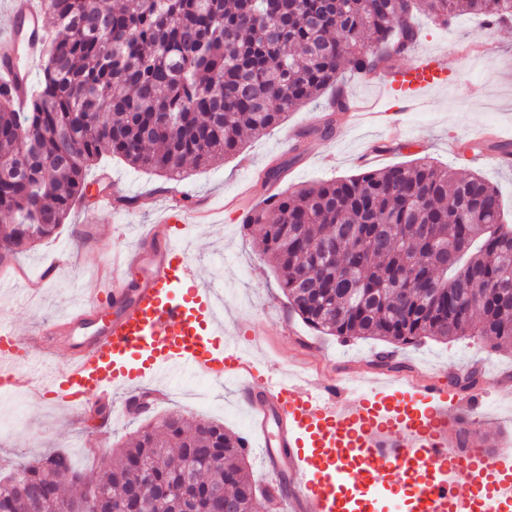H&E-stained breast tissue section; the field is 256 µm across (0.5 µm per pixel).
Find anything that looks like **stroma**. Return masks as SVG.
Wrapping results in <instances>:
<instances>
[{
  "mask_svg": "<svg viewBox=\"0 0 512 512\" xmlns=\"http://www.w3.org/2000/svg\"><path fill=\"white\" fill-rule=\"evenodd\" d=\"M414 25L420 33L416 50L447 58V83L427 93L416 109L406 110L378 81L347 75L345 95L377 102L379 117L334 113L332 135L309 137L300 159L290 153L296 133L319 122L329 108L328 97L289 110L280 125L248 141L234 157L187 167L177 183L103 154L88 171L84 199L76 203L56 235L29 246L11 265H0V278L11 281L10 287L0 288V315L10 320L22 338L55 322L93 290L105 255L115 248L139 247L140 233L165 217L171 193L183 192L208 214L206 223H190L184 242L199 276L223 279L228 289L224 331L230 340L246 344L252 329H262L263 343L253 351L260 362L282 370H317L325 377L334 375V363L373 360L378 341L345 343L318 335L292 312L257 233L247 231L243 220L269 196L357 174L359 154L382 145L385 123L390 120L400 126L406 139L386 149L378 167L425 157L462 175H481L498 189L503 219L512 224V167L499 166L493 151L476 154L469 150L486 128L500 129L512 138V24L493 26L473 14L444 24L419 14ZM278 164L284 171L277 182L250 180V173ZM102 194L114 196L117 208L99 209L97 200ZM49 267L54 270L50 284L37 297H30L23 273L39 275ZM401 356L407 366L425 369L443 380L456 373L476 372L479 389L491 396L488 441L496 450L512 453V407L493 399L498 386L512 387V352L494 350L481 337L465 336L429 339L405 347ZM167 388L169 398L152 411V418L180 411L222 421L226 429L246 435V413L236 402L233 382L217 385L204 378H187L168 383ZM18 398L20 425L11 432H0V473L53 451L66 453L78 470L86 472L90 469L84 448L87 438L105 433L106 447L112 450L137 429L136 422L116 416L104 430L96 417L76 420L52 401L24 392Z\"/></svg>",
  "mask_w": 512,
  "mask_h": 512,
  "instance_id": "stroma-1",
  "label": "stroma"
}]
</instances>
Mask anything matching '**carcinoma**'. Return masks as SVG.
<instances>
[{"mask_svg": "<svg viewBox=\"0 0 512 512\" xmlns=\"http://www.w3.org/2000/svg\"><path fill=\"white\" fill-rule=\"evenodd\" d=\"M50 49L29 108L0 91V257L52 237L85 196L104 151L183 177L240 152L346 72L367 74L419 37L411 19L459 12L512 20V0H40ZM279 26V36L266 29ZM307 326L344 340L481 336L512 350V225L497 190L427 158L297 187L247 217ZM242 438L172 412L139 427L95 478L52 452L0 477L9 512H80L95 491L158 512L181 492L193 512L219 496L263 500Z\"/></svg>", "mask_w": 512, "mask_h": 512, "instance_id": "carcinoma-1", "label": "carcinoma"}]
</instances>
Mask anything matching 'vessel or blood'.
Returning <instances> with one entry per match:
<instances>
[{"mask_svg":"<svg viewBox=\"0 0 512 512\" xmlns=\"http://www.w3.org/2000/svg\"><path fill=\"white\" fill-rule=\"evenodd\" d=\"M7 26L0 89L22 110L48 49L47 22L34 0H10ZM375 78L408 108L447 81L448 61L420 52ZM169 210L145 236L153 262L141 280L127 282L123 272L140 266L142 254L122 253L99 288L51 327L21 339L0 323V372L9 388L70 412L86 409L91 395L112 405L120 391L163 401L168 394L157 379L186 372L229 380L249 416L244 448H263L270 483L292 475L287 512H354L344 491L372 472L419 475L414 512H512V454L487 449L483 394H450L435 377H392L355 361L345 365L347 383L259 365L225 338L217 283L199 278L174 239L175 225L189 216L181 196ZM56 337L70 350L60 362ZM463 438L470 449L461 453Z\"/></svg>","mask_w":512,"mask_h":512,"instance_id":"obj_1","label":"vessel or blood"}]
</instances>
